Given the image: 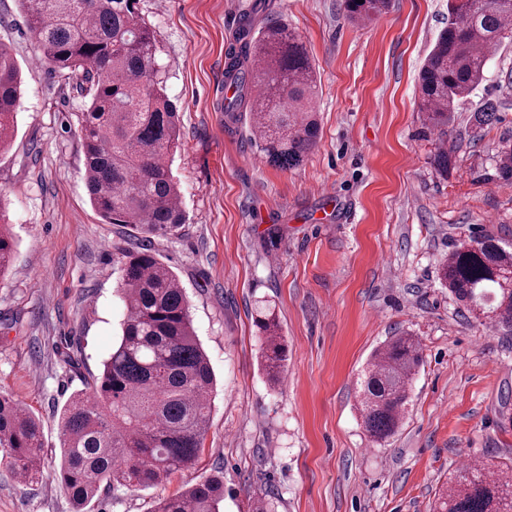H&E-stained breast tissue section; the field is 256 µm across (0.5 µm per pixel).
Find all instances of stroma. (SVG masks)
<instances>
[{"label": "stroma", "mask_w": 512, "mask_h": 512, "mask_svg": "<svg viewBox=\"0 0 512 512\" xmlns=\"http://www.w3.org/2000/svg\"><path fill=\"white\" fill-rule=\"evenodd\" d=\"M255 0H137L157 35L166 93L181 115L172 151L187 220L142 238L104 223L84 180L85 99L41 63L17 0H0V44L21 65L17 128L0 149V194L15 240L0 277V394L39 420L43 479L0 462V512H71L47 475L60 464L59 414L98 375L120 333L122 252L146 243L171 266L216 379L192 468L146 490L118 489L89 512H151L157 499L219 475L222 512H431L462 456L512 458V336L470 319L439 269L460 242L512 243V38L456 110L445 138L418 108L424 58L448 0H391L355 23L342 0H266L316 71L320 137L299 166L258 146L246 112L225 111L235 14ZM498 106L483 125L474 112ZM454 152L437 171L439 146ZM287 345L281 382L260 368L261 305ZM410 333L422 364L395 435L374 443L357 410L360 377L389 337Z\"/></svg>", "instance_id": "stroma-1"}]
</instances>
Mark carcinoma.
<instances>
[{
	"label": "carcinoma",
	"instance_id": "carcinoma-1",
	"mask_svg": "<svg viewBox=\"0 0 512 512\" xmlns=\"http://www.w3.org/2000/svg\"><path fill=\"white\" fill-rule=\"evenodd\" d=\"M42 57L87 98L81 113L85 183L107 224H130L146 236L177 231L186 218L170 152L180 114L168 99L156 59L153 29L133 0H19ZM390 0H343L352 19L369 20ZM452 20L421 70L420 112L429 130L448 125L482 82L491 53L512 36V8L497 0H448ZM224 82L233 97L225 111L250 113L255 138L282 166L297 165L316 143V77L297 35L280 20L255 28L243 16L235 31ZM22 78L11 51L0 45V147L14 136ZM512 180V149L496 161ZM15 242L0 206V275L12 264ZM448 292L480 325L512 335V246L483 235L448 253L440 268ZM118 294L121 333L97 378L74 393L59 415V487L74 512L103 490L149 489L195 464L208 431L215 376L195 335L188 300L174 271L147 248L122 251ZM264 334L260 355L277 385L286 344L275 312L257 311ZM422 359L418 339L393 336L360 381L365 431L384 442L399 427ZM39 421L24 405L0 396V456L23 481L42 473ZM224 480L213 476L160 499L152 512H220ZM437 512H512V460H482L461 470L435 502Z\"/></svg>",
	"mask_w": 512,
	"mask_h": 512
}]
</instances>
